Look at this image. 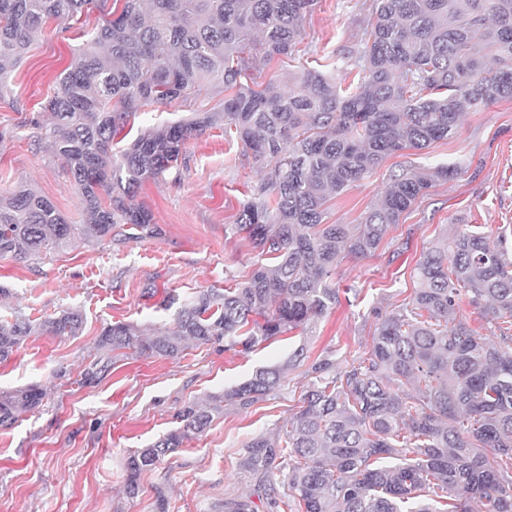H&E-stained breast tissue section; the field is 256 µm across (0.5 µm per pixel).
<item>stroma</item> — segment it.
Masks as SVG:
<instances>
[{"mask_svg":"<svg viewBox=\"0 0 512 512\" xmlns=\"http://www.w3.org/2000/svg\"><path fill=\"white\" fill-rule=\"evenodd\" d=\"M371 0H317L308 15L302 52L293 63L259 65L262 77L286 75L290 65L313 67L317 54L359 45ZM98 10L44 25L22 64L12 91L0 101V194L26 184L50 199L68 223L85 216L75 188L48 145L34 139L41 104L57 89L74 49L101 24ZM221 97L209 88L138 114L132 127L175 122L195 112H218ZM464 160L451 181L437 183L367 257L343 254L336 267L342 294L334 310L307 330H293L244 354L189 347L176 358L122 357L97 384L72 379L88 365L103 327L130 323L151 331L171 326L181 302L199 289L226 288L247 278L259 256L242 236H228L262 174L223 124L192 137L176 174L143 183L136 200L153 214L158 235L116 242L78 239L23 264L0 257V318L19 312L35 322L60 311H80L76 336H30L0 363V389L39 386L38 407L0 428V512H156L154 487L167 491L170 512H221L225 498L247 494L239 462L253 434L275 432L288 418V391L248 412L216 416L206 433L186 442L140 477L142 493L124 495L125 463L174 426L185 402L248 378L261 366L285 362L297 348L310 356L358 353L369 344L374 313L413 295V269L421 253L444 234L482 225L498 234L512 225V101L494 100L466 110L453 138L422 151L389 157L369 177L329 203L332 224H358L393 174ZM409 249L392 252L401 243Z\"/></svg>","mask_w":512,"mask_h":512,"instance_id":"1","label":"stroma"}]
</instances>
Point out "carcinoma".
Masks as SVG:
<instances>
[{
	"label": "carcinoma",
	"instance_id": "obj_1",
	"mask_svg": "<svg viewBox=\"0 0 512 512\" xmlns=\"http://www.w3.org/2000/svg\"><path fill=\"white\" fill-rule=\"evenodd\" d=\"M0 0V98L43 26L94 8L102 23L73 53L35 123L75 185L86 223L70 224L46 197L20 186L0 196V256L25 262L75 235L126 239L158 234L135 203L142 183L178 166L188 140L216 114L146 128L119 153L132 118L197 86L224 94V133L265 169L257 197L231 233L266 262L234 288H205L173 326L144 336L130 324L102 329L80 373L92 385L118 356L176 358L188 345L249 351L305 329L339 302L343 253L376 251L388 228L461 163L402 173L359 224L326 223L329 202L389 156L452 138L466 107L512 100V0H372L358 48L321 56L314 69L260 80L257 59L292 57L315 0ZM410 299L378 321L360 355L312 359L295 350L280 365L205 401L190 400L178 424L128 457L125 494L226 409L246 412L281 392L288 370L309 377L288 421L253 435L242 467L272 512H512V256L505 235L445 236L423 252ZM491 309L497 341L475 331L464 307ZM76 336L83 315L64 310L40 323ZM22 314L0 320V362L32 333ZM37 386L0 390V426L35 408ZM224 512H257L245 497Z\"/></svg>",
	"mask_w": 512,
	"mask_h": 512
}]
</instances>
